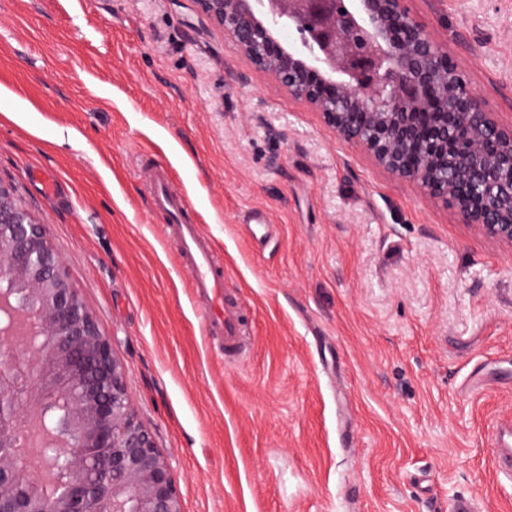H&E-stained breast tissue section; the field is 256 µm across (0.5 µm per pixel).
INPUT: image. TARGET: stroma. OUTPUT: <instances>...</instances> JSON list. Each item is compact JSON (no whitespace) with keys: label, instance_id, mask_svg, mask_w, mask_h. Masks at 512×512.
<instances>
[{"label":"stroma","instance_id":"stroma-1","mask_svg":"<svg viewBox=\"0 0 512 512\" xmlns=\"http://www.w3.org/2000/svg\"><path fill=\"white\" fill-rule=\"evenodd\" d=\"M409 7L512 124V0ZM150 162L224 260L237 361L202 331ZM0 182L111 336L183 512H512L489 441L512 417V249L252 71L193 0H0ZM255 209L278 227L261 251Z\"/></svg>","mask_w":512,"mask_h":512}]
</instances>
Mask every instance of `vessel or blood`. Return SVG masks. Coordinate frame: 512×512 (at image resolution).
Wrapping results in <instances>:
<instances>
[{
  "label": "vessel or blood",
  "instance_id": "b4317fda",
  "mask_svg": "<svg viewBox=\"0 0 512 512\" xmlns=\"http://www.w3.org/2000/svg\"><path fill=\"white\" fill-rule=\"evenodd\" d=\"M149 186L152 204L166 220L168 240L179 261L193 273L192 295L202 315L205 335L222 338L225 354L238 352L246 339V322L237 299L224 286V268L213 240L193 219L186 196L173 190L164 167L153 166ZM246 224L249 235L258 243H266L273 234V226L262 211H252ZM491 451L496 476L512 482V421L493 426Z\"/></svg>",
  "mask_w": 512,
  "mask_h": 512
}]
</instances>
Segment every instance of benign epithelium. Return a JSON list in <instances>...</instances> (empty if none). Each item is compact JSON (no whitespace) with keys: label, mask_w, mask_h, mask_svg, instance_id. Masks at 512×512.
Returning <instances> with one entry per match:
<instances>
[{"label":"benign epithelium","mask_w":512,"mask_h":512,"mask_svg":"<svg viewBox=\"0 0 512 512\" xmlns=\"http://www.w3.org/2000/svg\"><path fill=\"white\" fill-rule=\"evenodd\" d=\"M251 67L379 168L512 247V125L408 0H194ZM479 190L463 196L457 185ZM21 335L36 384L7 346ZM0 512H183L112 339L0 182Z\"/></svg>","instance_id":"1"}]
</instances>
